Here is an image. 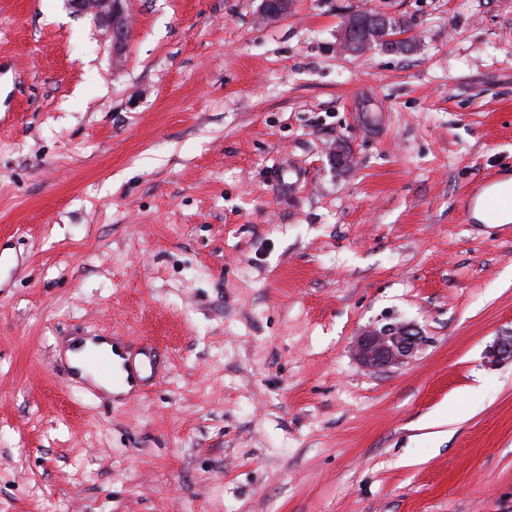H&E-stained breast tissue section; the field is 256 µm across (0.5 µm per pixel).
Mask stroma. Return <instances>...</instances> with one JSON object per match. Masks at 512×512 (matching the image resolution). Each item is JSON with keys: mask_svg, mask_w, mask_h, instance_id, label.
I'll use <instances>...</instances> for the list:
<instances>
[{"mask_svg": "<svg viewBox=\"0 0 512 512\" xmlns=\"http://www.w3.org/2000/svg\"><path fill=\"white\" fill-rule=\"evenodd\" d=\"M0 0V512H512V0ZM383 12L413 49L339 53ZM415 324L411 362L350 346ZM148 350L136 397L74 334ZM75 12L92 15L105 24L112 36L113 46L121 51L127 42L128 27L125 0H69ZM511 196L512 178L502 179L493 184L479 199L472 212V217L482 224H510L512 222V208L489 209L483 203V199L488 196ZM422 338L415 325L389 323L371 328L359 336L353 352L365 369L385 371L409 363L421 348ZM487 362L492 366L512 362V333L498 337L487 352ZM92 351H112V341L108 339H99L98 346L87 341L85 345L76 343L66 354L72 367L79 373L81 378L87 379L92 384L112 393V380L116 383H133L135 385L140 379V370L129 361L126 352L119 347L118 356L124 359L122 367L115 365L112 358L101 353H94L89 358V363L96 369H93L87 362V355ZM98 370V371H97ZM112 375V380L104 374Z\"/></svg>", "mask_w": 512, "mask_h": 512, "instance_id": "stroma-1", "label": "stroma"}]
</instances>
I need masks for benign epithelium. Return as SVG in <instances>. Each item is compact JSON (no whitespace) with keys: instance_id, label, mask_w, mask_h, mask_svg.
I'll return each mask as SVG.
<instances>
[{"instance_id":"obj_1","label":"benign epithelium","mask_w":512,"mask_h":512,"mask_svg":"<svg viewBox=\"0 0 512 512\" xmlns=\"http://www.w3.org/2000/svg\"><path fill=\"white\" fill-rule=\"evenodd\" d=\"M124 2L125 0H69L70 6L76 12L89 14L108 27L113 46L118 51L123 49L128 37ZM356 31L355 17H344L338 42L340 51L356 54L371 46L368 40L358 39ZM421 345V332L416 326L389 323L379 328H371L359 336L353 345V352L362 367L380 372L410 362ZM487 362L492 366L512 362V333L498 337L487 352Z\"/></svg>"}]
</instances>
